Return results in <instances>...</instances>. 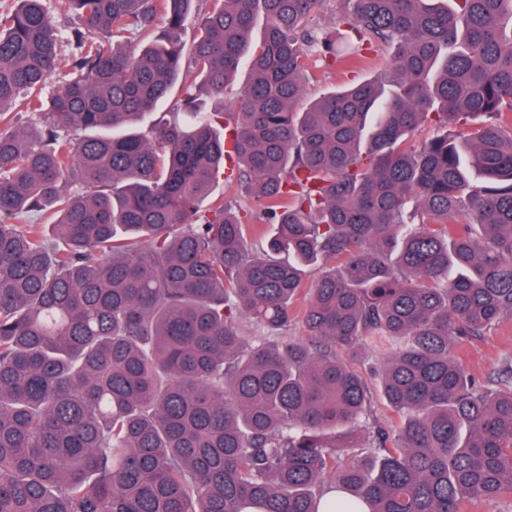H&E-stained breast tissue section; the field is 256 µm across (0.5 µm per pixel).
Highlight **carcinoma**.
I'll list each match as a JSON object with an SVG mask.
<instances>
[{"label":"carcinoma","mask_w":512,"mask_h":512,"mask_svg":"<svg viewBox=\"0 0 512 512\" xmlns=\"http://www.w3.org/2000/svg\"><path fill=\"white\" fill-rule=\"evenodd\" d=\"M324 2L0 15V512L512 499V355H454L512 318V0H344L343 42ZM365 46L386 72L306 101L311 49ZM175 89L185 120H151ZM220 175L246 205L202 207ZM346 10V5L342 0H328L321 13L317 16L314 23L315 27L324 28L331 31L340 30L345 33V27L339 23V16Z\"/></svg>","instance_id":"1"}]
</instances>
